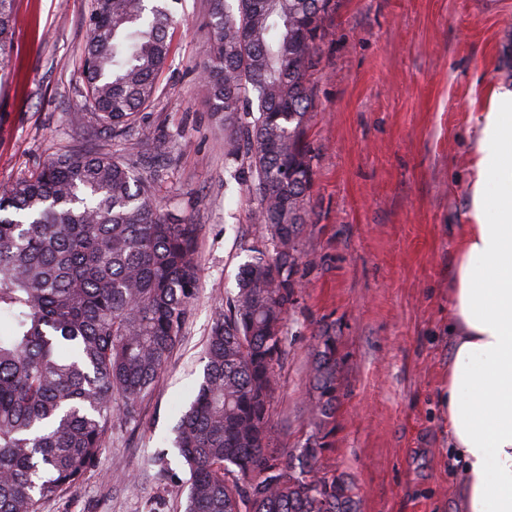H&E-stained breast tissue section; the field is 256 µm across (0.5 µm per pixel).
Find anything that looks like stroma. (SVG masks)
I'll return each mask as SVG.
<instances>
[{"instance_id":"35a3bbf8","label":"stroma","mask_w":512,"mask_h":512,"mask_svg":"<svg viewBox=\"0 0 512 512\" xmlns=\"http://www.w3.org/2000/svg\"><path fill=\"white\" fill-rule=\"evenodd\" d=\"M89 0H14L0 73V186L47 160L113 153L156 178L176 218L199 224L201 281L166 369L135 420L114 416L97 467L40 512H184L189 474L172 429L203 377L216 314L236 287L250 221L224 158L227 126L202 79L211 0H175L161 91L115 138L85 105L79 70ZM321 47L308 140L313 261L275 367L270 419L280 448L311 432L315 336L337 341L341 392L321 457L359 490V512H458L450 492V233L470 220V130L493 91L512 87V0H338ZM157 141L145 139V132Z\"/></svg>"}]
</instances>
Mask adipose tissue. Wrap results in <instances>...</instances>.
Masks as SVG:
<instances>
[{"mask_svg": "<svg viewBox=\"0 0 512 512\" xmlns=\"http://www.w3.org/2000/svg\"><path fill=\"white\" fill-rule=\"evenodd\" d=\"M471 154L448 294V454L459 512H512V88L477 115Z\"/></svg>", "mask_w": 512, "mask_h": 512, "instance_id": "1", "label": "adipose tissue"}]
</instances>
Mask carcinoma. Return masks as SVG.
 Returning <instances> with one entry per match:
<instances>
[{
  "label": "carcinoma",
  "instance_id": "carcinoma-1",
  "mask_svg": "<svg viewBox=\"0 0 512 512\" xmlns=\"http://www.w3.org/2000/svg\"><path fill=\"white\" fill-rule=\"evenodd\" d=\"M12 0H0V70ZM337 0H212L202 77L234 130L228 160L266 239L248 247L213 322L206 365L175 429L185 512H358L320 457L341 390L336 337H315L312 434L274 448L285 322L308 266V126ZM81 74L97 124L118 136L155 100L169 0H91ZM200 226L169 217L154 183L107 153H72L0 192V512H39L97 467L112 414L136 417L166 369L200 285Z\"/></svg>",
  "mask_w": 512,
  "mask_h": 512
}]
</instances>
